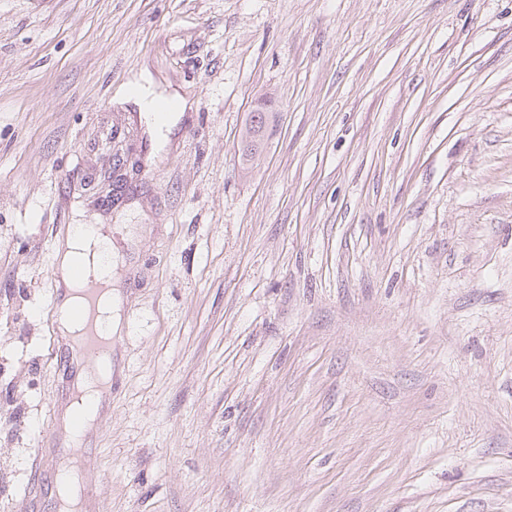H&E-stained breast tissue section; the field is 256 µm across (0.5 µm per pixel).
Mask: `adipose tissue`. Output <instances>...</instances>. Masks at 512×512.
I'll use <instances>...</instances> for the list:
<instances>
[{"mask_svg":"<svg viewBox=\"0 0 512 512\" xmlns=\"http://www.w3.org/2000/svg\"><path fill=\"white\" fill-rule=\"evenodd\" d=\"M152 134L155 151H162L168 140V132L176 124L179 114L184 111V103H177L174 113L164 118H156L151 112L159 96L150 86L141 84L131 90ZM59 272L64 285H72V272L77 266H84L102 280H110L112 264V237L100 230L87 229L85 225H71L65 239V251L59 256ZM112 377L111 364H104L97 376L77 373L74 382L84 390L89 403L88 409L77 410L75 405L65 406L61 426L65 441L82 443L96 427L97 417L104 405L105 396L97 386L98 380Z\"/></svg>","mask_w":512,"mask_h":512,"instance_id":"1","label":"adipose tissue"}]
</instances>
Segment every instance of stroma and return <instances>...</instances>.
Segmentation results:
<instances>
[{
  "instance_id": "obj_1",
  "label": "stroma",
  "mask_w": 512,
  "mask_h": 512,
  "mask_svg": "<svg viewBox=\"0 0 512 512\" xmlns=\"http://www.w3.org/2000/svg\"><path fill=\"white\" fill-rule=\"evenodd\" d=\"M73 224L123 322L84 512H512V0H0V512H57ZM131 93L140 110L145 112L144 118L152 134L154 152L156 154L160 153L167 143L172 126L176 124L180 117L178 112L185 111V104L176 95L171 96L169 100L175 102V110L170 115H165L163 120L159 122L157 117L152 114L151 107L156 101L164 99V97L156 94L149 84H139L132 88ZM267 110L268 108L266 112H251L249 123L246 124L242 136L241 156L245 162L254 160L264 142L270 114Z\"/></svg>"
}]
</instances>
